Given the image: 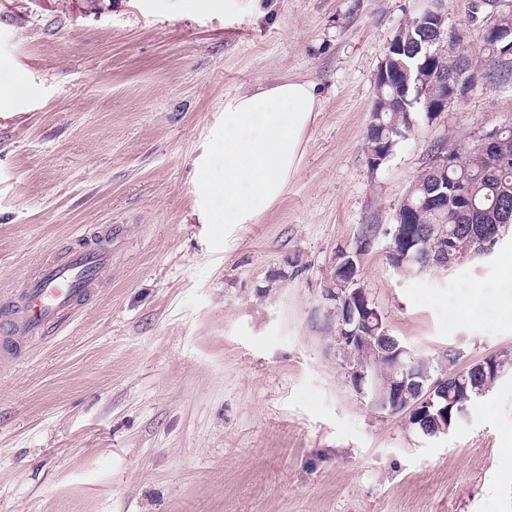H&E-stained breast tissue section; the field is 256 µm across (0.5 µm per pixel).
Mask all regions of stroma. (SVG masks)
I'll use <instances>...</instances> for the list:
<instances>
[{"mask_svg": "<svg viewBox=\"0 0 512 512\" xmlns=\"http://www.w3.org/2000/svg\"><path fill=\"white\" fill-rule=\"evenodd\" d=\"M425 5L0 0V75L26 81L0 110V301L77 233L124 229L71 323L0 362V512H512V229L408 276L385 236L434 145L512 122V85L480 82L380 167L365 150L387 47ZM281 78L322 105L298 172L256 223H202L225 98ZM366 229L391 335L504 363L449 433L347 373L327 289Z\"/></svg>", "mask_w": 512, "mask_h": 512, "instance_id": "stroma-1", "label": "stroma"}]
</instances>
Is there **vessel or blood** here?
<instances>
[{
    "label": "vessel or blood",
    "instance_id": "b4317fda",
    "mask_svg": "<svg viewBox=\"0 0 512 512\" xmlns=\"http://www.w3.org/2000/svg\"><path fill=\"white\" fill-rule=\"evenodd\" d=\"M112 230L81 238L77 247L27 277L18 299L0 305V359L67 326L110 270Z\"/></svg>",
    "mask_w": 512,
    "mask_h": 512
}]
</instances>
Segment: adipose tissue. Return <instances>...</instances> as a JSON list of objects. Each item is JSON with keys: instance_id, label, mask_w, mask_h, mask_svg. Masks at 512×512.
<instances>
[{"instance_id": "obj_1", "label": "adipose tissue", "mask_w": 512, "mask_h": 512, "mask_svg": "<svg viewBox=\"0 0 512 512\" xmlns=\"http://www.w3.org/2000/svg\"><path fill=\"white\" fill-rule=\"evenodd\" d=\"M321 110L313 86L284 78L224 100V177L200 182L204 198H222L214 224H249L283 194L301 163L300 147Z\"/></svg>"}]
</instances>
